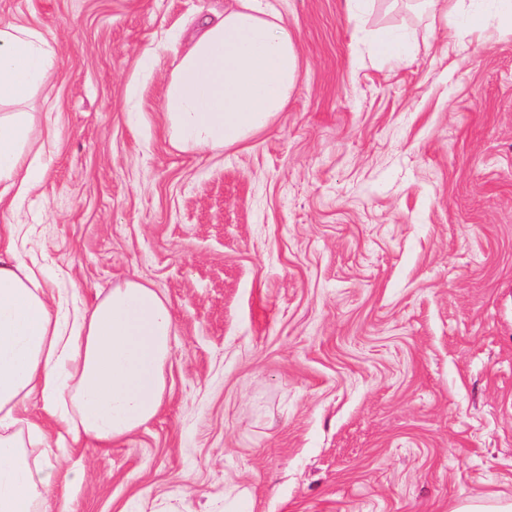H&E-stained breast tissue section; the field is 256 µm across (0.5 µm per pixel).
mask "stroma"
<instances>
[{
    "label": "stroma",
    "instance_id": "1",
    "mask_svg": "<svg viewBox=\"0 0 512 512\" xmlns=\"http://www.w3.org/2000/svg\"><path fill=\"white\" fill-rule=\"evenodd\" d=\"M225 0H0L58 63L28 225L77 302L129 278L174 314L160 414L101 449L50 434L52 508L450 512L512 496V29L404 4L281 0L287 108L218 154L164 134L168 71ZM485 25L473 29L472 13ZM412 37L403 62L372 33ZM250 499V493L239 486L224 488L223 509L219 512H251Z\"/></svg>",
    "mask_w": 512,
    "mask_h": 512
}]
</instances>
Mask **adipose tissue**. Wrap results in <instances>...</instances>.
I'll use <instances>...</instances> for the list:
<instances>
[{
	"instance_id": "ef3b65f1",
	"label": "adipose tissue",
	"mask_w": 512,
	"mask_h": 512,
	"mask_svg": "<svg viewBox=\"0 0 512 512\" xmlns=\"http://www.w3.org/2000/svg\"><path fill=\"white\" fill-rule=\"evenodd\" d=\"M36 27L0 24V206L37 188L47 136L27 107L56 63ZM300 76L294 36L277 0H231L199 21L172 64L164 131L182 151L243 144L288 106ZM24 225L0 226V512H46L47 464L29 450L47 432L27 403L40 396L58 435L111 447L162 406L174 320L153 287L127 280L94 306H69L47 288L17 243Z\"/></svg>"
}]
</instances>
